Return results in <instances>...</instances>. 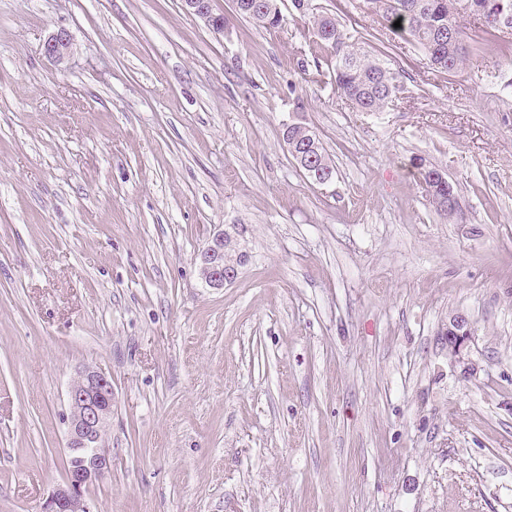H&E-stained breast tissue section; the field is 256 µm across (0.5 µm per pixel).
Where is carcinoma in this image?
I'll use <instances>...</instances> for the list:
<instances>
[{"mask_svg": "<svg viewBox=\"0 0 512 512\" xmlns=\"http://www.w3.org/2000/svg\"><path fill=\"white\" fill-rule=\"evenodd\" d=\"M381 16L389 23L400 21L393 31L408 36L422 51L432 69L439 73L460 70L470 54V40L464 20L472 14L461 9V0H390ZM476 9L512 19V0H471ZM299 18L308 21L312 32L330 54L327 70L317 75L329 80L334 93L359 112H382L402 89V74L383 59L386 51L373 55L366 41L355 38L335 17L317 11L312 0H292ZM244 17L270 29L280 25L273 0H261L255 14ZM487 46L512 51V42L501 37L494 24L481 26Z\"/></svg>", "mask_w": 512, "mask_h": 512, "instance_id": "carcinoma-1", "label": "carcinoma"}]
</instances>
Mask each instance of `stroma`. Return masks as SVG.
Segmentation results:
<instances>
[{"label": "stroma", "instance_id": "35a3bbf8", "mask_svg": "<svg viewBox=\"0 0 512 512\" xmlns=\"http://www.w3.org/2000/svg\"><path fill=\"white\" fill-rule=\"evenodd\" d=\"M314 4L387 31L363 0ZM212 5L220 35L181 0H0V512L63 480L87 366L114 390L94 512H512V59L440 74L395 38L404 90L359 112L300 73L327 56L291 0L271 30ZM290 121L331 183L295 167ZM222 228L247 261L212 288ZM72 49L73 40L65 28H59L54 32L44 45L45 55L58 64H63L69 59ZM471 335V328L463 316H451L448 322V355L453 362L461 366L464 377L471 376L476 370L475 364L463 356V348Z\"/></svg>", "mask_w": 512, "mask_h": 512}]
</instances>
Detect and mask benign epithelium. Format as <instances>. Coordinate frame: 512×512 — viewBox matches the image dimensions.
<instances>
[{
    "instance_id": "1",
    "label": "benign epithelium",
    "mask_w": 512,
    "mask_h": 512,
    "mask_svg": "<svg viewBox=\"0 0 512 512\" xmlns=\"http://www.w3.org/2000/svg\"><path fill=\"white\" fill-rule=\"evenodd\" d=\"M184 10L201 19L217 33L224 32V19L213 13L211 0H182ZM73 40L69 31L60 28L44 45L45 55L63 64L69 59ZM289 154L298 158L306 172L316 173L313 182L326 185L330 178L328 161L321 156L302 154L295 142L284 141ZM246 261L228 233L220 230L199 255L200 272L213 288H222L235 281L238 267ZM471 335L466 318L451 316L448 322V355L461 366V374L471 376L475 364L463 356V348ZM112 377L96 368L78 372L68 390L70 417L65 443L67 468L63 482L46 497L41 512H92L88 501L89 489L97 484L112 466V453L106 445V432L112 419Z\"/></svg>"
}]
</instances>
